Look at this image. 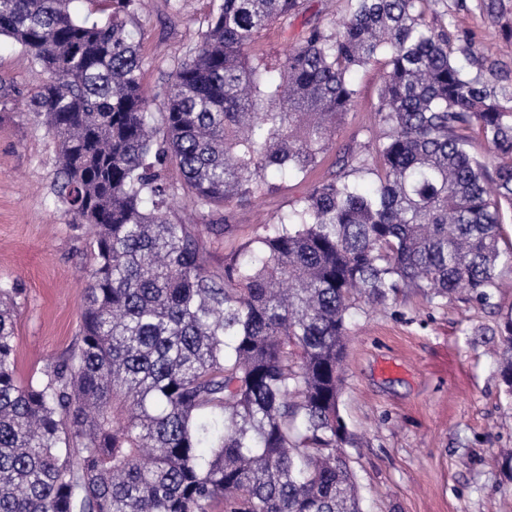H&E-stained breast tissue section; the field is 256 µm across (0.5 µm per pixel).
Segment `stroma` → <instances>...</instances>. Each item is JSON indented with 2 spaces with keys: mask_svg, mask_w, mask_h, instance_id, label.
Instances as JSON below:
<instances>
[{
  "mask_svg": "<svg viewBox=\"0 0 512 512\" xmlns=\"http://www.w3.org/2000/svg\"><path fill=\"white\" fill-rule=\"evenodd\" d=\"M213 0H146L127 18L140 43L143 86L153 113L165 110L174 63L187 57ZM347 0H304L298 15L276 22L251 52L281 59L307 28L334 27ZM425 20L445 30L455 60L469 73L512 87V0H438ZM0 77L29 90L40 80L31 59L0 41ZM354 108L336 131V147L306 178L268 173L267 187L230 215H195L176 195L169 217H196L224 258L277 220L314 184L341 173L344 151L374 146L379 71L355 77ZM57 144L41 119L0 106V283L18 288V371L30 378L74 348L91 268V229L72 223L53 201ZM507 288L488 304L464 293L428 300L404 289L382 306L352 309L346 322L339 411L350 437L343 450L356 474L363 512H512V394L500 376L505 326L512 321V263Z\"/></svg>",
  "mask_w": 512,
  "mask_h": 512,
  "instance_id": "1",
  "label": "stroma"
}]
</instances>
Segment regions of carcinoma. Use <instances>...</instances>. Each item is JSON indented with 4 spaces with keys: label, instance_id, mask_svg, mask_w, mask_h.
Segmentation results:
<instances>
[{
    "label": "carcinoma",
    "instance_id": "obj_1",
    "mask_svg": "<svg viewBox=\"0 0 512 512\" xmlns=\"http://www.w3.org/2000/svg\"><path fill=\"white\" fill-rule=\"evenodd\" d=\"M73 2L0 0V37L40 69L21 106L56 139L52 193L93 235L79 343L36 379L17 376V292L0 285V512H362L336 433L346 317L401 288L500 287L512 91L458 66L424 21L432 0H347L337 29L270 65L250 46L302 0H218L160 130L127 29L137 0L94 18ZM380 61L382 133L352 168L374 190L321 182L211 270L198 226L167 216L168 165L198 211L251 202L270 170L303 177Z\"/></svg>",
    "mask_w": 512,
    "mask_h": 512
}]
</instances>
